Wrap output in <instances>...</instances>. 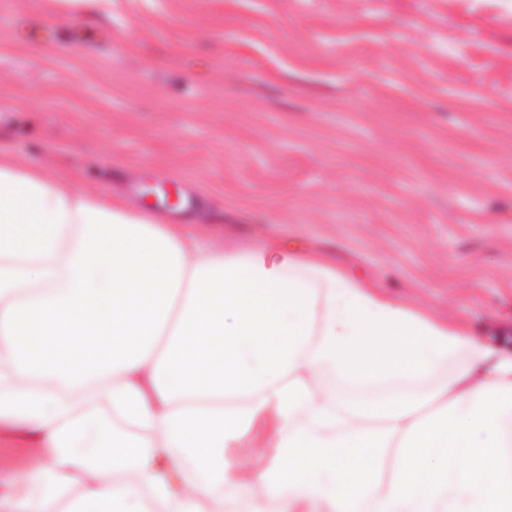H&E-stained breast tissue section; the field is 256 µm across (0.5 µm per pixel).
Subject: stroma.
Here are the masks:
<instances>
[{
	"label": "stroma",
	"mask_w": 512,
	"mask_h": 512,
	"mask_svg": "<svg viewBox=\"0 0 512 512\" xmlns=\"http://www.w3.org/2000/svg\"><path fill=\"white\" fill-rule=\"evenodd\" d=\"M135 207L187 183L267 235L512 346V0H0V161ZM43 456L0 426V492Z\"/></svg>",
	"instance_id": "35a3bbf8"
}]
</instances>
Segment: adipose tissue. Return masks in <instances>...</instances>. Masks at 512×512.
<instances>
[{
	"mask_svg": "<svg viewBox=\"0 0 512 512\" xmlns=\"http://www.w3.org/2000/svg\"><path fill=\"white\" fill-rule=\"evenodd\" d=\"M3 425L47 454L0 512H512V350L281 238L226 251L6 161ZM263 436V430L261 428L258 429L257 435L250 445L251 447L238 450V458L243 473H247L251 469L263 464L271 454V448H265Z\"/></svg>",
	"mask_w": 512,
	"mask_h": 512,
	"instance_id": "ef3b65f1",
	"label": "adipose tissue"
}]
</instances>
